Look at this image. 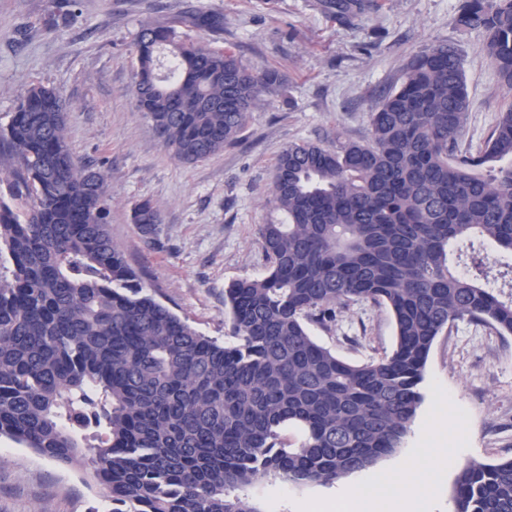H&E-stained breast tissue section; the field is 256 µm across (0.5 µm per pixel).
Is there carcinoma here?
Listing matches in <instances>:
<instances>
[{
  "mask_svg": "<svg viewBox=\"0 0 512 512\" xmlns=\"http://www.w3.org/2000/svg\"><path fill=\"white\" fill-rule=\"evenodd\" d=\"M367 0H329L344 18ZM193 26L219 15L197 10ZM463 30L512 86V0H461ZM136 105L182 164L235 143L275 73L144 25L133 43ZM62 95L31 85L0 137L25 193L0 199V437L65 465L93 458L111 512H259L230 492L269 474L332 484L402 447L429 352L456 321L512 335V265L490 275L489 242L512 255V104L476 153L458 142L469 107L458 50L413 57L370 113L363 141L293 142L271 192L284 219L259 235L265 274L224 288L231 335L198 332L144 291L112 242L105 176L80 165ZM133 223L150 240L159 208ZM386 307L396 343L357 365L320 345L353 302ZM301 428L298 445L282 430ZM456 512H512V459L471 461Z\"/></svg>",
  "mask_w": 512,
  "mask_h": 512,
  "instance_id": "obj_1",
  "label": "carcinoma"
}]
</instances>
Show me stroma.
Instances as JSON below:
<instances>
[{
    "instance_id": "obj_1",
    "label": "stroma",
    "mask_w": 512,
    "mask_h": 512,
    "mask_svg": "<svg viewBox=\"0 0 512 512\" xmlns=\"http://www.w3.org/2000/svg\"><path fill=\"white\" fill-rule=\"evenodd\" d=\"M460 0H373L367 13L342 19L327 0H0V128L30 84L57 88L67 104V136L78 160L106 175L113 242L148 290L205 335L231 342L224 287L263 274L261 225L280 219L271 194L274 165L295 141L324 146L361 139L369 114L399 87L413 55L456 44L469 92L463 148L477 149L512 104L482 51L484 35L456 24ZM220 13L215 31L191 26V11ZM176 26L181 37L243 62L274 70L238 141L185 165L165 150L134 103L138 68L133 39L142 24ZM161 212L154 240L132 220L134 205ZM312 336L361 364L395 345L385 307L352 303L331 329ZM424 401L403 448L372 467L385 477L410 454L423 465L409 474L420 512H448L460 469L470 461L512 458V335L458 321L429 353ZM455 449L439 465L437 451ZM355 476L332 485H294L268 477L241 492L259 512H303L306 501L349 490ZM108 512L91 463L68 467L0 437V512Z\"/></svg>"
}]
</instances>
